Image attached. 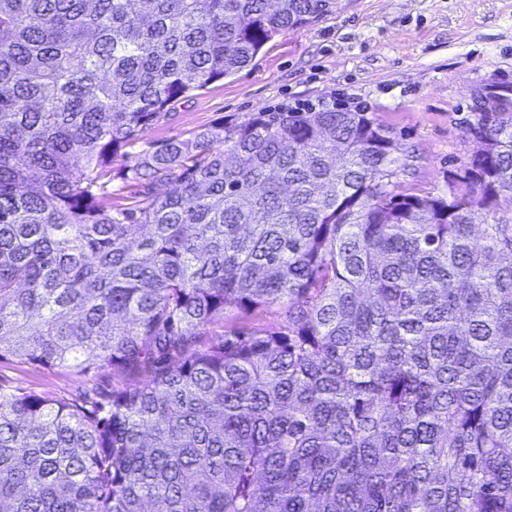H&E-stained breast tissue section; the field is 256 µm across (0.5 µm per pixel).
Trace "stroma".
<instances>
[{"label":"stroma","mask_w":512,"mask_h":512,"mask_svg":"<svg viewBox=\"0 0 512 512\" xmlns=\"http://www.w3.org/2000/svg\"><path fill=\"white\" fill-rule=\"evenodd\" d=\"M512 67V0H340L335 12L269 43L246 66L175 103L143 139L185 138L227 118L300 103L363 111L415 156L405 187L447 192L448 173L468 161L474 93ZM0 385L54 397L83 379L16 361L0 363Z\"/></svg>","instance_id":"stroma-1"}]
</instances>
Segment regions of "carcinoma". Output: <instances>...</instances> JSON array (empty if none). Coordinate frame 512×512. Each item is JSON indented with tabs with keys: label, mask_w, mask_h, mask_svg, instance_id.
Returning a JSON list of instances; mask_svg holds the SVG:
<instances>
[{
	"label": "carcinoma",
	"mask_w": 512,
	"mask_h": 512,
	"mask_svg": "<svg viewBox=\"0 0 512 512\" xmlns=\"http://www.w3.org/2000/svg\"><path fill=\"white\" fill-rule=\"evenodd\" d=\"M336 7L0 0V361L90 382L0 386L4 512H512V95L445 196L365 112L142 141Z\"/></svg>",
	"instance_id": "cac0c4a2"
}]
</instances>
